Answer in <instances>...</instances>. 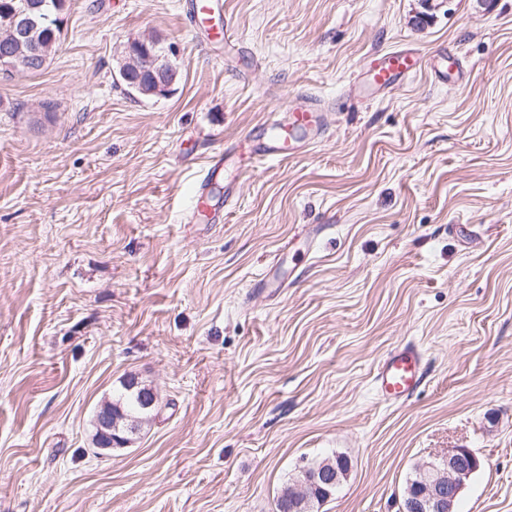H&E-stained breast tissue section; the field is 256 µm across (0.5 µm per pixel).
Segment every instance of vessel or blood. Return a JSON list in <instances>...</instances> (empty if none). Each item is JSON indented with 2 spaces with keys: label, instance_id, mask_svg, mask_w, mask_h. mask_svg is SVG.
<instances>
[{
  "label": "vessel or blood",
  "instance_id": "1",
  "mask_svg": "<svg viewBox=\"0 0 512 512\" xmlns=\"http://www.w3.org/2000/svg\"><path fill=\"white\" fill-rule=\"evenodd\" d=\"M186 15L193 31L204 32L208 38L235 41L230 18L217 13L212 0H187ZM422 65L418 51L403 46L366 58L356 81L359 98L384 94L413 76ZM327 128V114L307 96L289 97L280 116L262 124L256 132L225 143L223 149L207 160L195 188L196 209L207 223L220 224L224 215L236 203L239 192L238 175L255 171L263 164L297 158L317 143ZM224 184L223 204H214L211 188L216 182ZM423 355L412 342L392 349L378 365L374 388L382 401L398 403L409 398L421 379Z\"/></svg>",
  "mask_w": 512,
  "mask_h": 512
}]
</instances>
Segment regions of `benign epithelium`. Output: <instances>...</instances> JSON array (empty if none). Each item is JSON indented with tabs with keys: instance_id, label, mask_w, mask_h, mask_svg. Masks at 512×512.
Instances as JSON below:
<instances>
[{
	"instance_id": "obj_1",
	"label": "benign epithelium",
	"mask_w": 512,
	"mask_h": 512,
	"mask_svg": "<svg viewBox=\"0 0 512 512\" xmlns=\"http://www.w3.org/2000/svg\"><path fill=\"white\" fill-rule=\"evenodd\" d=\"M35 6L26 2L14 8L12 26L0 33V41L29 44L31 54H37L39 18ZM152 40H134L124 50L119 70L120 79L143 97L170 92L176 81L177 71L169 64H162L154 53ZM96 426L103 438L102 447L110 449L112 442V414L103 409L97 414ZM477 457L466 448H456L448 456L426 462L420 470H431L429 479L422 483L406 503L405 512H454L455 502L466 481L478 469Z\"/></svg>"
}]
</instances>
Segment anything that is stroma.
I'll return each instance as SVG.
<instances>
[{
	"label": "stroma",
	"instance_id": "35a3bbf8",
	"mask_svg": "<svg viewBox=\"0 0 512 512\" xmlns=\"http://www.w3.org/2000/svg\"><path fill=\"white\" fill-rule=\"evenodd\" d=\"M182 2L69 0L44 68L0 75V512H275L332 456L318 512H401L455 448L480 460L455 512H512V0H220L231 45ZM143 38L178 71L150 99L116 79ZM406 44L459 80L355 97ZM300 91L326 135L192 220L206 158ZM317 224L315 255L276 262ZM406 342L421 383L388 404L373 373ZM131 377L155 416L98 448ZM327 462L325 465H328L327 468H322L321 470L315 472L314 477L312 479V482L314 483H323L319 484L320 487L318 488H311L310 490V498L307 496V489L305 485L298 486L296 489V485L298 484H306L310 480V472L313 468L320 467L323 463ZM337 466L340 468L341 474H344L347 471L348 468V462L343 457L335 456L334 458H324L319 462L315 463H308L306 465H303L299 468L297 475L295 478L292 479L291 483H289L287 486H285L282 490L280 495L277 497L276 501V512H299L297 509H293L295 505H298L299 501L295 500L294 498V489L295 494L300 500L299 507L314 508V505L320 504V502L325 498V492H323V489H326L331 493V495L336 490V485L339 481V470ZM327 485V486H326ZM335 485L333 487H329ZM310 500V502H309ZM309 504V505H308ZM303 505H307L308 507H305Z\"/></svg>",
	"mask_w": 512,
	"mask_h": 512
}]
</instances>
